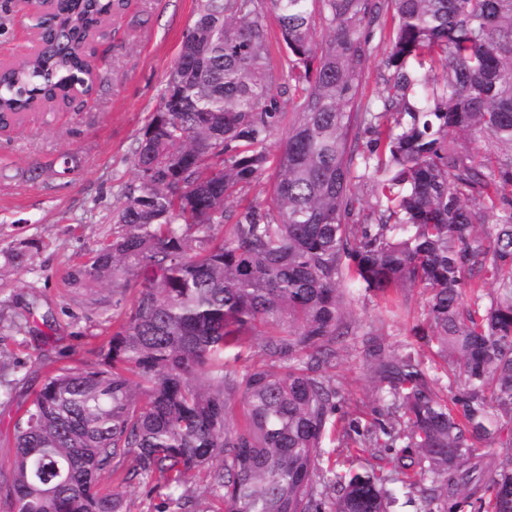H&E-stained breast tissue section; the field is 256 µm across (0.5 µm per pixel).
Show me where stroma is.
<instances>
[{"label":"stroma","instance_id":"stroma-1","mask_svg":"<svg viewBox=\"0 0 512 512\" xmlns=\"http://www.w3.org/2000/svg\"><path fill=\"white\" fill-rule=\"evenodd\" d=\"M197 0H128L100 46L93 96L78 112L29 114L0 133V480L14 457L13 421L55 369L98 363L113 331L132 305L138 282L120 277L93 291L70 287L68 273L86 262L116 230L121 189L133 181L137 140L160 105L182 37L193 25ZM0 63L26 57L35 34L15 13L0 17ZM72 171L59 177L61 156ZM42 175L27 179L32 166ZM26 253L23 266L6 254ZM429 295L407 292L408 316L385 319L380 303L353 306L362 330L402 352L413 326L424 323ZM348 411L372 418L378 394L369 361L348 344L334 370Z\"/></svg>","mask_w":512,"mask_h":512}]
</instances>
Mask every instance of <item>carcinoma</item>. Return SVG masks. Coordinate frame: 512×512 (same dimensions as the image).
Returning <instances> with one entry per match:
<instances>
[{
  "label": "carcinoma",
  "instance_id": "obj_1",
  "mask_svg": "<svg viewBox=\"0 0 512 512\" xmlns=\"http://www.w3.org/2000/svg\"><path fill=\"white\" fill-rule=\"evenodd\" d=\"M385 1L386 74L364 101ZM125 6L57 0L34 57L0 70V125L90 97L89 37ZM134 167L112 244L68 280L131 273L140 288L103 361L58 368L15 418L10 512H123L102 485L118 473L168 489L156 512H392L415 493L419 512H512V467L475 448H512V0H199ZM270 168L264 204L214 238ZM406 288L430 293L414 337L461 387L439 395L418 351L367 332L383 406L362 425L328 369L358 335L352 302L396 316ZM252 337L266 362L242 367ZM373 450L390 473L346 467Z\"/></svg>",
  "mask_w": 512,
  "mask_h": 512
}]
</instances>
